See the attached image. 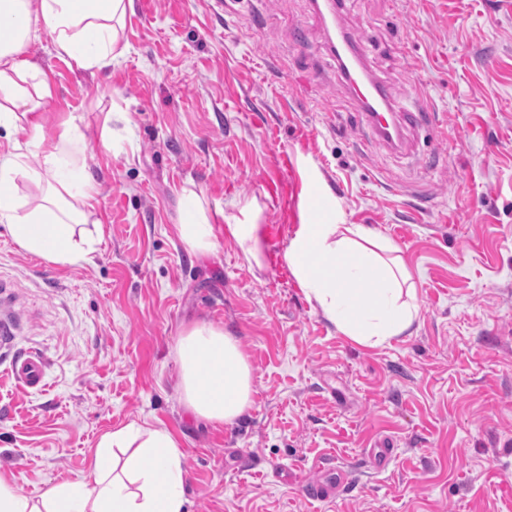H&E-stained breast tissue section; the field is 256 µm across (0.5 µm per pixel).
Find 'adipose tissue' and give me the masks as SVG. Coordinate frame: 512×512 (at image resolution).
Segmentation results:
<instances>
[{"label": "adipose tissue", "instance_id": "1", "mask_svg": "<svg viewBox=\"0 0 512 512\" xmlns=\"http://www.w3.org/2000/svg\"><path fill=\"white\" fill-rule=\"evenodd\" d=\"M132 0H0V128L24 130L40 155L30 168L23 153L0 156V222L25 251L73 265L93 251L86 228L97 200L89 176L66 154L77 131L47 137L40 119L52 95L42 69L26 56L46 30L57 56L83 70L123 57L125 18ZM34 186L21 193L20 184ZM176 227L193 252H211L212 227L197 192L183 196ZM394 246L361 224L329 215L302 225L285 260L337 330L362 345L401 335L418 313L416 290ZM187 410L200 422L231 424L251 405L252 378L236 339L202 322L182 334L177 351ZM0 512H185L182 451L166 427L132 421L106 432L90 449L85 478L50 485L29 496L0 475Z\"/></svg>", "mask_w": 512, "mask_h": 512}]
</instances>
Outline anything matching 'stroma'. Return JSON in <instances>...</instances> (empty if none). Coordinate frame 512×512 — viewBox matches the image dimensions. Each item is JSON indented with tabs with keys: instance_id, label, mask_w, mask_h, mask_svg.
I'll return each mask as SVG.
<instances>
[{
	"instance_id": "obj_1",
	"label": "stroma",
	"mask_w": 512,
	"mask_h": 512,
	"mask_svg": "<svg viewBox=\"0 0 512 512\" xmlns=\"http://www.w3.org/2000/svg\"><path fill=\"white\" fill-rule=\"evenodd\" d=\"M339 20L391 97L431 114L399 146L349 96L312 0H133L128 51L99 71L31 41L47 135H85L67 149L102 240L61 266L0 222V475L23 493L147 421L181 443L186 512H512V0H344ZM186 188L213 227L205 256L176 234ZM314 199L397 247L419 303L403 335L344 336L287 267ZM248 211L256 264L224 233ZM202 321L251 368L231 425L194 420L177 387L176 346ZM22 353L43 359L42 389L12 377ZM330 469L351 470L345 490L304 497Z\"/></svg>"
}]
</instances>
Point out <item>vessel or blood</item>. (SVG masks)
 Segmentation results:
<instances>
[{
  "label": "vessel or blood",
  "mask_w": 512,
  "mask_h": 512,
  "mask_svg": "<svg viewBox=\"0 0 512 512\" xmlns=\"http://www.w3.org/2000/svg\"><path fill=\"white\" fill-rule=\"evenodd\" d=\"M339 42L348 59L347 64L340 67L347 81L348 93L383 141L402 137L406 129L418 128L427 121L428 114L424 105L408 109L394 104L386 87L367 72L362 50L347 34H340ZM11 372L17 381L29 388L41 387L44 382V363L35 355L16 359ZM349 480V473L339 470L307 483L301 492L307 498L325 501L336 497Z\"/></svg>",
  "instance_id": "vessel-or-blood-1"
}]
</instances>
